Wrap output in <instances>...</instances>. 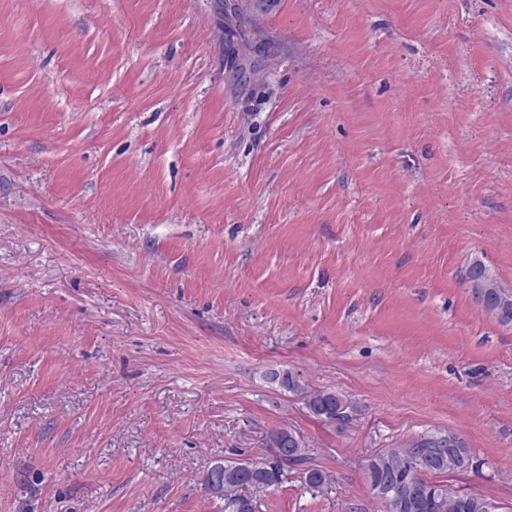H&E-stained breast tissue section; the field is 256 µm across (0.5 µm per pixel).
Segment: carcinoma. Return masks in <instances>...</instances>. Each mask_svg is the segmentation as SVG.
Instances as JSON below:
<instances>
[{"label":"carcinoma","mask_w":512,"mask_h":512,"mask_svg":"<svg viewBox=\"0 0 512 512\" xmlns=\"http://www.w3.org/2000/svg\"><path fill=\"white\" fill-rule=\"evenodd\" d=\"M472 266L483 271L470 284V288L484 295L483 309L502 322H512V294L499 288L480 262L475 261ZM264 377L280 389L302 396L308 411L325 422H333L339 413L352 409L351 402L334 391L309 389L302 374L291 368L270 369ZM292 435H297V431L290 426L275 428L267 440L269 456L240 460V464L255 469L256 474L230 484L228 496L224 498V512H260L262 496L270 488L281 485L288 472L297 467L303 471L309 487L323 484L324 476L311 467L308 451H303L295 463L272 451L274 444H284ZM442 440L444 435L431 434L406 447L384 448L369 457L364 476L371 492L391 491V499L382 503L383 512H487V498L463 492L450 496L447 485L431 480L433 475L460 472L458 465L448 463L446 455L438 460H419L418 449L433 448Z\"/></svg>","instance_id":"1"}]
</instances>
